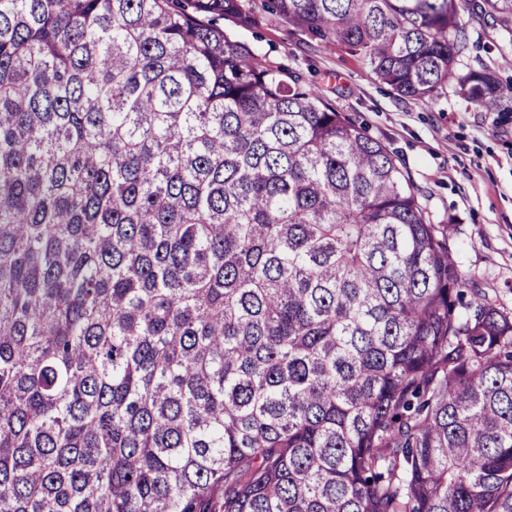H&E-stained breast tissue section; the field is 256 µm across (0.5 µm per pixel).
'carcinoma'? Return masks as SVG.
Segmentation results:
<instances>
[{
  "mask_svg": "<svg viewBox=\"0 0 512 512\" xmlns=\"http://www.w3.org/2000/svg\"><path fill=\"white\" fill-rule=\"evenodd\" d=\"M266 14L401 99L468 48L456 0H0V512H512V312Z\"/></svg>",
  "mask_w": 512,
  "mask_h": 512,
  "instance_id": "carcinoma-1",
  "label": "carcinoma"
}]
</instances>
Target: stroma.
Masks as SVG:
<instances>
[{
    "label": "stroma",
    "instance_id": "1",
    "mask_svg": "<svg viewBox=\"0 0 512 512\" xmlns=\"http://www.w3.org/2000/svg\"><path fill=\"white\" fill-rule=\"evenodd\" d=\"M473 3L458 4L470 44L455 71L492 70L512 98V66L503 63L512 56V29L492 24ZM224 31L261 63L301 75L382 141L419 188L430 223L455 225L449 246L471 287L512 311V112L484 111L453 81L437 97L399 99L338 45L272 17L254 29L228 22Z\"/></svg>",
    "mask_w": 512,
    "mask_h": 512
}]
</instances>
